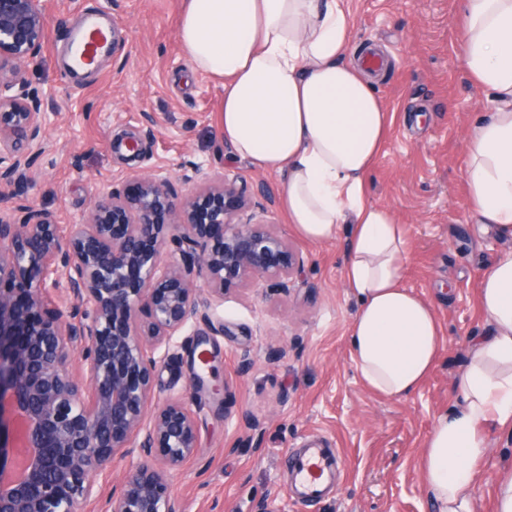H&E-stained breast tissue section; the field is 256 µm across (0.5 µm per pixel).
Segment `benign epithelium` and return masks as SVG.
Segmentation results:
<instances>
[{"label":"benign epithelium","instance_id":"obj_1","mask_svg":"<svg viewBox=\"0 0 512 512\" xmlns=\"http://www.w3.org/2000/svg\"><path fill=\"white\" fill-rule=\"evenodd\" d=\"M47 30L41 0H0V210L20 213L0 216V512H79L118 456L129 467L105 512H180L170 485L196 452V423L179 399L153 403L154 385L175 337L209 318L197 280L212 298L262 279L286 288L300 261L288 239L243 220L252 202L235 181L200 165L185 176L196 194L142 177L61 237L24 198L42 101L13 93Z\"/></svg>","mask_w":512,"mask_h":512}]
</instances>
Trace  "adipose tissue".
Masks as SVG:
<instances>
[{
  "label": "adipose tissue",
  "instance_id": "ef3b65f1",
  "mask_svg": "<svg viewBox=\"0 0 512 512\" xmlns=\"http://www.w3.org/2000/svg\"><path fill=\"white\" fill-rule=\"evenodd\" d=\"M182 2L183 52L224 86L225 143L278 177L279 207L300 238L324 242L349 225L353 365L376 395L407 398L439 363L444 339L434 305L404 284L405 225L369 193L390 114L344 0ZM457 12L465 73L492 110L467 130L465 208L473 223L512 237V0H458ZM477 297L491 331L472 341L458 406L437 417L419 457L434 512H471L484 428L512 431V253L480 272Z\"/></svg>",
  "mask_w": 512,
  "mask_h": 512
}]
</instances>
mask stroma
Listing matches in <instances>:
<instances>
[{
	"label": "stroma",
	"instance_id": "obj_1",
	"mask_svg": "<svg viewBox=\"0 0 512 512\" xmlns=\"http://www.w3.org/2000/svg\"><path fill=\"white\" fill-rule=\"evenodd\" d=\"M359 43L390 64L376 88L392 117L373 173L372 199L406 224L411 258L404 282L434 303L445 350L409 398L375 396L351 361L348 327L358 302L344 285L347 229L311 243L294 236L277 205L278 181L235 156L218 125L224 88L191 71L177 37L182 0H43L46 44L24 65L25 91L46 112L44 148L27 199L47 207L61 234L94 200L166 175L183 196L191 166L234 180L253 221L290 237L301 272L287 287L228 289L212 303L224 333L210 337L211 377L223 394L195 393L197 339L183 333L159 366L155 397L182 399L197 419L198 448L171 492L181 512H431L417 460L436 416L454 408L455 379L470 342L490 327L477 300L480 271L512 252V239L471 223L464 209L466 130L485 109L458 46L456 0H346ZM117 20L122 40L94 69L67 66L70 35L85 13ZM154 120L145 136L144 119ZM139 140L138 152L127 144ZM487 453L475 512H493L498 472L512 465V434L485 432ZM333 449L343 470L331 492L309 503L291 491L292 454Z\"/></svg>",
	"mask_w": 512,
	"mask_h": 512
}]
</instances>
